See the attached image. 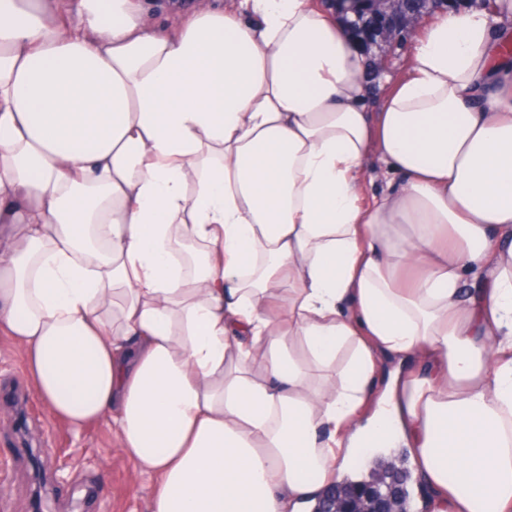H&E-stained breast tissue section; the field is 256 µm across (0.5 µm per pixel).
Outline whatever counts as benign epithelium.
Returning <instances> with one entry per match:
<instances>
[{"instance_id": "obj_1", "label": "benign epithelium", "mask_w": 512, "mask_h": 512, "mask_svg": "<svg viewBox=\"0 0 512 512\" xmlns=\"http://www.w3.org/2000/svg\"><path fill=\"white\" fill-rule=\"evenodd\" d=\"M333 12L343 21L351 35L362 44L371 45L377 39L391 42L398 36L406 20L424 14L427 0H327ZM394 486L376 484L352 487L344 503L327 505L323 512H356V505L372 499L379 512H387Z\"/></svg>"}]
</instances>
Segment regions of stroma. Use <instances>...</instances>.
I'll use <instances>...</instances> for the list:
<instances>
[{
    "label": "stroma",
    "mask_w": 512,
    "mask_h": 512,
    "mask_svg": "<svg viewBox=\"0 0 512 512\" xmlns=\"http://www.w3.org/2000/svg\"><path fill=\"white\" fill-rule=\"evenodd\" d=\"M420 25L409 20L397 46L380 42L367 52L366 81L376 95L406 75ZM385 460L401 469L412 500L429 495L404 448L363 450L345 473L367 481ZM154 489V479L134 473L110 421L74 430L53 418L26 375L22 351L0 335V512H150Z\"/></svg>",
    "instance_id": "obj_1"
}]
</instances>
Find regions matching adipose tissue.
I'll return each instance as SVG.
<instances>
[{
	"label": "adipose tissue",
	"mask_w": 512,
	"mask_h": 512,
	"mask_svg": "<svg viewBox=\"0 0 512 512\" xmlns=\"http://www.w3.org/2000/svg\"><path fill=\"white\" fill-rule=\"evenodd\" d=\"M78 15L0 0V334L50 413L111 419L151 512H297L374 447L427 512H512V0L375 112L312 0ZM384 354L421 367L379 398ZM384 459L392 462L398 469H403L400 479L403 480V487L414 504L430 494L429 488L415 478V467L409 459L408 449L406 448L365 449L349 460L345 467L344 477L351 476L358 480L369 481Z\"/></svg>",
	"instance_id": "adipose-tissue-1"
}]
</instances>
